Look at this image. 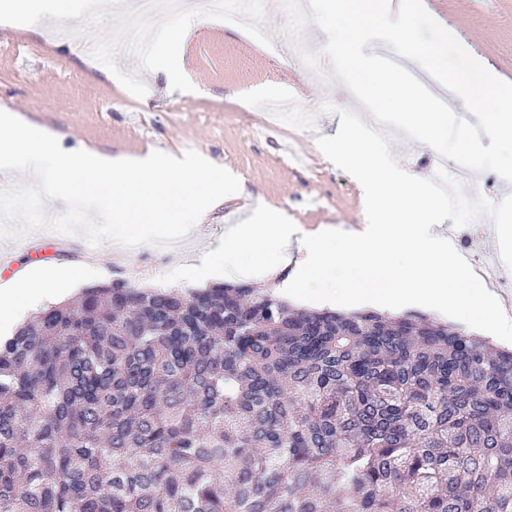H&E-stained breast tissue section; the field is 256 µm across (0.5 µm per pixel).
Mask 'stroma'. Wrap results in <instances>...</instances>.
Segmentation results:
<instances>
[{
	"instance_id": "stroma-1",
	"label": "stroma",
	"mask_w": 512,
	"mask_h": 512,
	"mask_svg": "<svg viewBox=\"0 0 512 512\" xmlns=\"http://www.w3.org/2000/svg\"><path fill=\"white\" fill-rule=\"evenodd\" d=\"M282 0H260L265 31L228 25L210 16L182 42L185 85L168 83L121 53L83 52L77 36L55 37L52 26L33 32L0 19V110L57 136L62 149L112 156L159 150L176 157L193 150L240 181L238 193L206 213L200 234L171 246L140 245L115 254L113 243L87 248L80 236L53 234L40 257L21 254L17 268L60 270L95 258L89 283L116 279L154 288L173 266L198 262L203 244L218 245L234 215L255 206L278 211L306 232L366 221L364 192L318 149L335 135L339 109L359 102L340 82L323 83L301 59L273 49L288 17ZM426 11L481 59L498 79L512 82V0H423ZM268 89L313 112L306 134L288 123L268 124L260 100L242 105L241 93ZM334 104L331 112L322 103Z\"/></svg>"
}]
</instances>
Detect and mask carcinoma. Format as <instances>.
<instances>
[{"label":"carcinoma","mask_w":512,"mask_h":512,"mask_svg":"<svg viewBox=\"0 0 512 512\" xmlns=\"http://www.w3.org/2000/svg\"><path fill=\"white\" fill-rule=\"evenodd\" d=\"M0 512H512V350L126 281L0 338Z\"/></svg>","instance_id":"1"}]
</instances>
